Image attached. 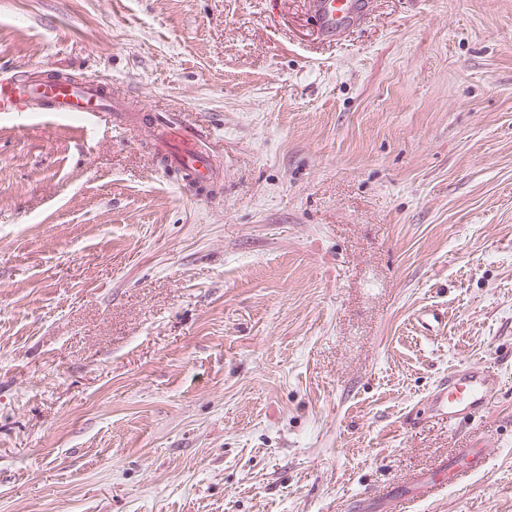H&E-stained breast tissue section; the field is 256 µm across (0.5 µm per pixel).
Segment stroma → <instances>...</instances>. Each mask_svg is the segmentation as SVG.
Wrapping results in <instances>:
<instances>
[{
  "mask_svg": "<svg viewBox=\"0 0 512 512\" xmlns=\"http://www.w3.org/2000/svg\"><path fill=\"white\" fill-rule=\"evenodd\" d=\"M0 0V512H512V0ZM174 116L213 176L154 144ZM445 312L440 331L420 309ZM499 381L456 421L453 368ZM311 4L318 16L321 31L327 38H335L353 14L366 17L369 8L368 2L362 0H312ZM116 103L94 80L81 83L64 78H48L37 86L0 80V112H62L83 116L87 126L97 113L116 112ZM454 461L445 463L436 469L430 475L417 476L411 482V491L416 495H425L431 493L438 483L448 481V484L458 483L465 474L460 471V467L464 466L469 470L480 469L484 463V453L482 448H459L454 457ZM456 460L462 461V465H457Z\"/></svg>",
  "mask_w": 512,
  "mask_h": 512,
  "instance_id": "stroma-1",
  "label": "stroma"
}]
</instances>
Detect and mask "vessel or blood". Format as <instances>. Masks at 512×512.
Returning <instances> with one entry per match:
<instances>
[{
  "mask_svg": "<svg viewBox=\"0 0 512 512\" xmlns=\"http://www.w3.org/2000/svg\"><path fill=\"white\" fill-rule=\"evenodd\" d=\"M312 7L323 35L332 38L352 16H367L369 5L367 0H312ZM115 110V102L91 79L77 83L50 78L36 86L0 80V112H62L71 117H83L90 123L97 113ZM152 132L157 146L166 151L192 181L203 183L209 180L210 165L202 151L199 133L174 120L155 122ZM496 387L495 377L484 369L472 366L455 370L443 379L430 402V409L454 420L482 406ZM483 463L482 449H459L454 461L442 465L432 474L417 476L411 483V491L425 495L438 483H458L464 470L479 469Z\"/></svg>",
  "mask_w": 512,
  "mask_h": 512,
  "instance_id": "obj_1",
  "label": "vessel or blood"
}]
</instances>
